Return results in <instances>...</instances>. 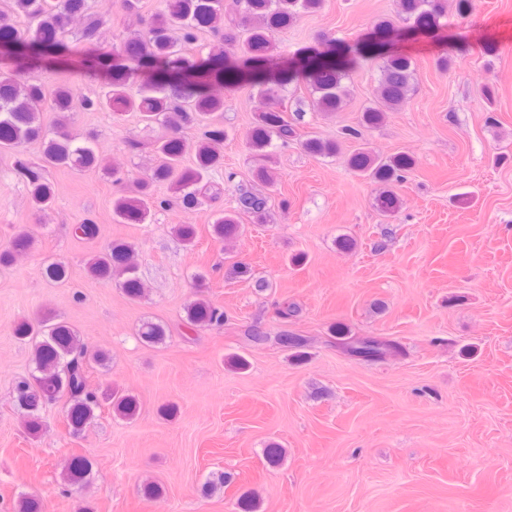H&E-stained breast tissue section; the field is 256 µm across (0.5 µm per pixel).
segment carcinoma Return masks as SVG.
Here are the masks:
<instances>
[{
    "mask_svg": "<svg viewBox=\"0 0 512 512\" xmlns=\"http://www.w3.org/2000/svg\"><path fill=\"white\" fill-rule=\"evenodd\" d=\"M235 14L224 12L223 0H160L158 8L140 18V29L127 35L118 45L100 40L101 21L90 11L89 0H7L0 11V150H15L25 143L41 142L38 167H22L29 205L37 215L51 211L55 201L52 185L44 177L51 168L84 171L96 167L112 177L118 193L112 200L113 218L120 224H148L153 210L179 205L196 208L209 197L211 172L224 167V141L227 134L219 115L225 97L212 94L213 82L228 92L244 83L257 88L267 106L257 115L248 146L263 161L256 178L273 187L277 177L267 165L270 148L278 141L285 146L297 137L304 109L283 105L280 92L294 81L309 89V109L332 114L340 110L349 96L345 81L359 60L381 56L380 78L373 98L363 110L360 127L344 129V138L358 141L363 130L381 126L386 114L403 109L412 99L416 67L413 58L402 52L382 54L393 41L396 21L415 29L434 30L447 13L448 0H398V20L379 18L355 48L343 49L336 39L323 35L316 44L300 49L291 58L277 55L276 35L293 25L303 13H316L324 0H229ZM211 31L232 44V56L224 53H197L188 56L200 33ZM53 54L65 60L92 80L100 82L93 96L78 95L68 85L48 88L41 80L21 79L23 70ZM110 112L121 116L136 112L147 126L159 124L167 134L153 142L157 163L140 177L102 164L93 140L83 141L67 129L69 113L76 108ZM56 112L53 131L44 128L41 115ZM201 137H188L191 129ZM305 150L314 156L336 155L333 141L310 138ZM194 152V162L185 164V154ZM350 170L380 185L374 203L379 212L393 216L402 207L395 190L407 180L413 159L405 153L382 157L360 144L347 161ZM163 186L167 195L157 194ZM269 197L246 186H238L234 206L212 215L211 235L224 241L243 233L244 221L262 224L266 220ZM175 236L186 247L194 244L197 227L180 224ZM35 239L22 232L0 249V267L9 266L15 255L33 248ZM134 248L112 242L91 257L87 271L99 281L121 279L125 295L141 297L143 283ZM44 277L61 282L67 277L65 265L50 262L43 266ZM187 328L197 331L222 327L228 321L224 308L206 299H196L185 308ZM169 329L160 321H145L137 330L139 341L147 346L165 342ZM338 347L348 356L375 361L388 352L403 354L399 345L378 336H356L346 328L332 329ZM14 336L32 349L34 370L31 377L15 387L16 403L26 418L30 433L42 430V410L46 403L63 400L67 405L66 424L72 435L81 434L100 408L97 396L86 391L90 363L105 366L110 352H89L78 333L64 322L46 318L37 325L25 320L14 327ZM278 343L292 352L293 358L306 357L308 339L284 331ZM116 415L131 420L140 411L137 398L119 389L104 394ZM90 461L73 459L62 474L65 482L85 481Z\"/></svg>",
    "mask_w": 512,
    "mask_h": 512,
    "instance_id": "obj_1",
    "label": "carcinoma"
}]
</instances>
